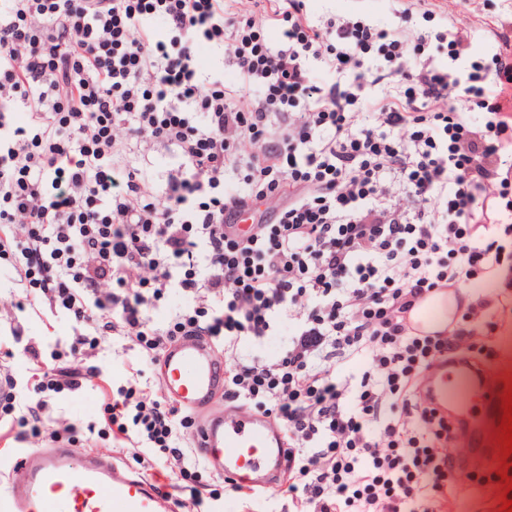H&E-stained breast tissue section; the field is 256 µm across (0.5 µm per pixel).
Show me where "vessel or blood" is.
<instances>
[{
	"label": "vessel or blood",
	"instance_id": "obj_1",
	"mask_svg": "<svg viewBox=\"0 0 512 512\" xmlns=\"http://www.w3.org/2000/svg\"><path fill=\"white\" fill-rule=\"evenodd\" d=\"M161 384L177 406L202 412L197 445L207 460L246 486L276 483L286 444L268 417L240 408L214 409L224 389V362L208 339L183 338L161 358ZM426 389L447 414L457 440L467 439L491 400L482 363L459 360L434 368ZM0 492V512H174L171 499L103 453L64 445L24 451Z\"/></svg>",
	"mask_w": 512,
	"mask_h": 512
}]
</instances>
